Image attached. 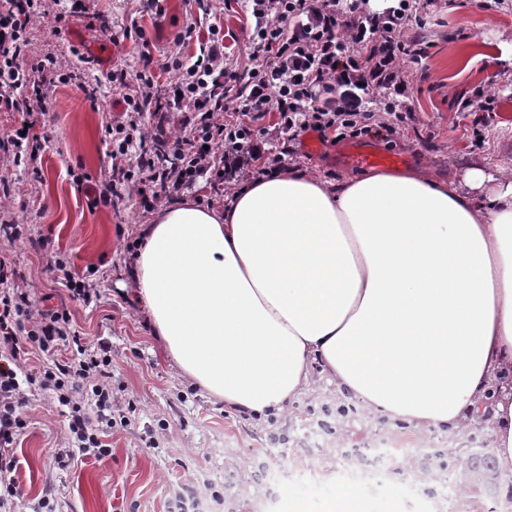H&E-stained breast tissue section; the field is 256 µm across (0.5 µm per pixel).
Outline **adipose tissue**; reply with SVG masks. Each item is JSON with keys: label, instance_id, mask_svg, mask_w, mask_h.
<instances>
[{"label": "adipose tissue", "instance_id": "adipose-tissue-1", "mask_svg": "<svg viewBox=\"0 0 512 512\" xmlns=\"http://www.w3.org/2000/svg\"><path fill=\"white\" fill-rule=\"evenodd\" d=\"M130 280L181 373L280 413L318 365L375 416L487 425L512 477V169L463 179L286 166L228 205L181 197L140 228Z\"/></svg>", "mask_w": 512, "mask_h": 512}]
</instances>
